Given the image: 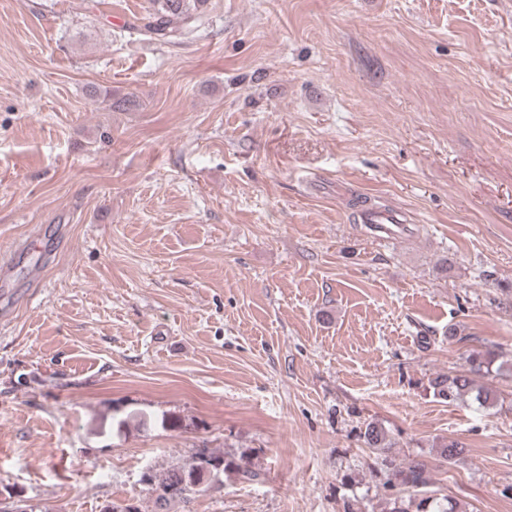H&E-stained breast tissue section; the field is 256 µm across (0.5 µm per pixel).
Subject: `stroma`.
Here are the masks:
<instances>
[{
  "instance_id": "35a3bbf8",
  "label": "stroma",
  "mask_w": 512,
  "mask_h": 512,
  "mask_svg": "<svg viewBox=\"0 0 512 512\" xmlns=\"http://www.w3.org/2000/svg\"><path fill=\"white\" fill-rule=\"evenodd\" d=\"M148 6L0 0V487L150 512L144 471L210 448L260 482L172 512H387L376 419L512 512V0H209L177 45ZM487 350L495 405L434 396ZM86 92L93 102L105 104V108L112 111L124 112L137 105L133 95L115 97L112 96V90L108 87L89 86ZM361 224H370L372 231L380 238H394L401 224H407L406 215L401 210L364 207L358 215Z\"/></svg>"
}]
</instances>
